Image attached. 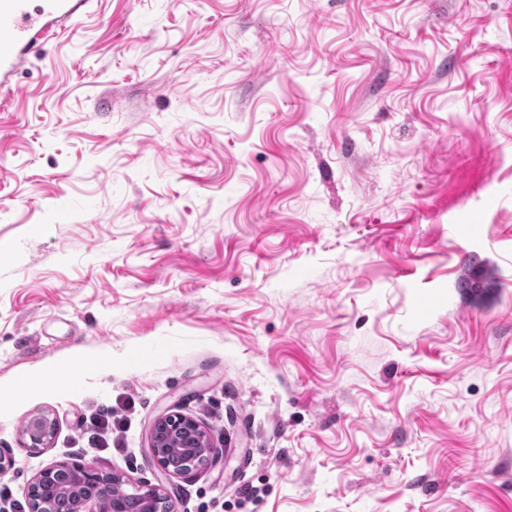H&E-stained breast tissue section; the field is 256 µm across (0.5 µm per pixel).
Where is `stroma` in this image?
Masks as SVG:
<instances>
[{"instance_id": "35a3bbf8", "label": "stroma", "mask_w": 512, "mask_h": 512, "mask_svg": "<svg viewBox=\"0 0 512 512\" xmlns=\"http://www.w3.org/2000/svg\"><path fill=\"white\" fill-rule=\"evenodd\" d=\"M12 85L0 512L167 411L174 512H512V0H102ZM54 430L53 419L44 413L37 414L29 418L22 430V446L29 449L44 448L52 439Z\"/></svg>"}]
</instances>
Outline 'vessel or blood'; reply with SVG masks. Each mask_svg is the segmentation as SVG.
Listing matches in <instances>:
<instances>
[{"label": "vessel or blood", "instance_id": "b4317fda", "mask_svg": "<svg viewBox=\"0 0 512 512\" xmlns=\"http://www.w3.org/2000/svg\"><path fill=\"white\" fill-rule=\"evenodd\" d=\"M89 0H0V88Z\"/></svg>", "mask_w": 512, "mask_h": 512}]
</instances>
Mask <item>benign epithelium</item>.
<instances>
[{
	"instance_id": "1",
	"label": "benign epithelium",
	"mask_w": 512,
	"mask_h": 512,
	"mask_svg": "<svg viewBox=\"0 0 512 512\" xmlns=\"http://www.w3.org/2000/svg\"><path fill=\"white\" fill-rule=\"evenodd\" d=\"M54 430V420L44 413L37 414L29 418L22 430V446L44 448ZM150 449L160 472L157 483H133L121 474L106 476L75 464H52L41 470L28 486L29 512H53V501L58 496L68 499V512H98L99 497L94 490L107 480L122 490L112 497V512H131L132 504L136 505V512H172L173 492L166 482L202 465H214L223 456V449L214 446L201 423L180 413H162L154 419Z\"/></svg>"
}]
</instances>
